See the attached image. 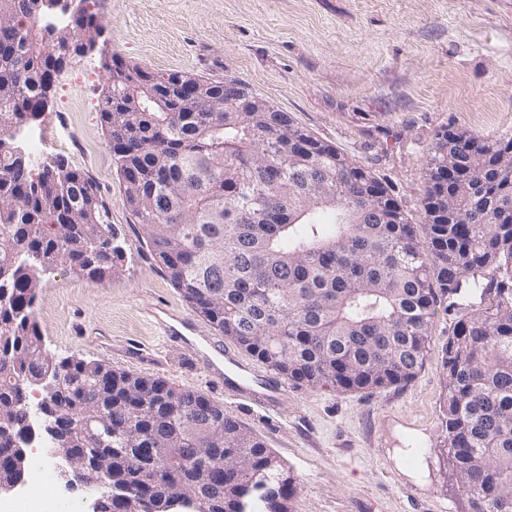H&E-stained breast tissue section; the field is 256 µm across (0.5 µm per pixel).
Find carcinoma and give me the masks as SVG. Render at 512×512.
Here are the masks:
<instances>
[{"instance_id": "1", "label": "carcinoma", "mask_w": 512, "mask_h": 512, "mask_svg": "<svg viewBox=\"0 0 512 512\" xmlns=\"http://www.w3.org/2000/svg\"><path fill=\"white\" fill-rule=\"evenodd\" d=\"M0 0V471L32 440L102 463L112 512L128 493L188 491L208 448L211 512H289L295 481L224 407L79 357L40 355L36 301L60 267L110 277L123 248L97 183L64 160L36 169L17 129L102 24L78 0ZM100 120L123 188L171 282L216 330L283 380L359 392L412 380L440 317L448 464L472 512H512V137L443 128L412 224L368 167L246 84L154 72L105 53ZM59 380L51 412L31 380Z\"/></svg>"}]
</instances>
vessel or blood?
I'll use <instances>...</instances> for the list:
<instances>
[{
  "mask_svg": "<svg viewBox=\"0 0 512 512\" xmlns=\"http://www.w3.org/2000/svg\"><path fill=\"white\" fill-rule=\"evenodd\" d=\"M204 363L214 374L222 376L225 387L239 398L255 403L266 411H280L285 403V389L279 378L257 377L252 368L232 351L212 342Z\"/></svg>",
  "mask_w": 512,
  "mask_h": 512,
  "instance_id": "obj_1",
  "label": "vessel or blood"
}]
</instances>
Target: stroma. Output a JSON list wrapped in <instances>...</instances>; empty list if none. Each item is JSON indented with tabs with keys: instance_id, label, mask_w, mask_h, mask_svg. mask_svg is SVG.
<instances>
[{
	"instance_id": "1",
	"label": "stroma",
	"mask_w": 512,
	"mask_h": 512,
	"mask_svg": "<svg viewBox=\"0 0 512 512\" xmlns=\"http://www.w3.org/2000/svg\"><path fill=\"white\" fill-rule=\"evenodd\" d=\"M109 52L159 72L237 78L316 137L361 162L419 223L423 167L445 126L512 137V0H96ZM97 52L59 77L37 126L69 124L80 145L51 150L100 184L122 269L98 279L60 269L36 316L47 354L70 355L203 393L260 438L295 479L291 512H470L443 446L440 320L415 378L358 393L289 387L271 413L225 391L153 315L194 312L121 201L99 119Z\"/></svg>"
}]
</instances>
